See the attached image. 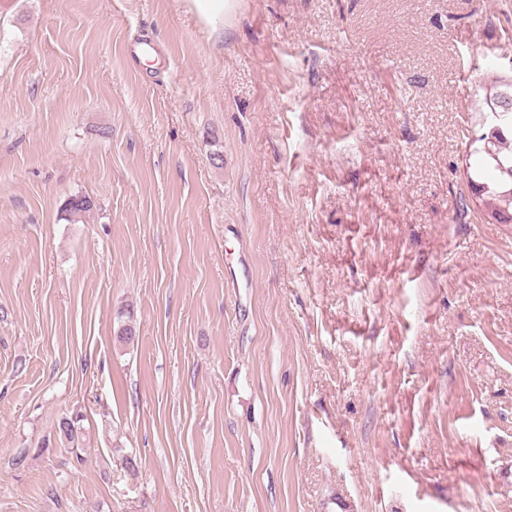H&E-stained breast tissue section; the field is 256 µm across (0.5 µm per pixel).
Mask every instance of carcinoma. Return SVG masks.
I'll return each instance as SVG.
<instances>
[{
  "label": "carcinoma",
  "instance_id": "1",
  "mask_svg": "<svg viewBox=\"0 0 512 512\" xmlns=\"http://www.w3.org/2000/svg\"><path fill=\"white\" fill-rule=\"evenodd\" d=\"M489 96L498 101L495 111L486 112L484 133L469 141V157L474 159L467 174L468 187H487L479 199L486 211L507 207L501 223L512 224V202L503 193L512 190V82L498 78L491 82Z\"/></svg>",
  "mask_w": 512,
  "mask_h": 512
}]
</instances>
